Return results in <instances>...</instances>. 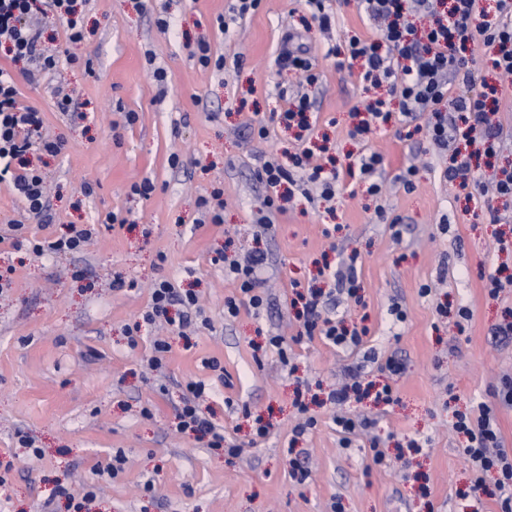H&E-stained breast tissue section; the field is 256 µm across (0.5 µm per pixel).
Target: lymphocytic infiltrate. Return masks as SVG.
Masks as SVG:
<instances>
[{
	"label": "lymphocytic infiltrate",
	"instance_id": "lymphocytic-infiltrate-1",
	"mask_svg": "<svg viewBox=\"0 0 512 512\" xmlns=\"http://www.w3.org/2000/svg\"><path fill=\"white\" fill-rule=\"evenodd\" d=\"M494 11L478 8L477 0H359L369 23L377 27L376 38L351 36L345 47L330 48L333 56L342 57L344 64L360 65L362 82L377 87L386 86L387 98L375 99L366 105V119L353 128L356 136H368L373 130L388 125L393 116L412 126L414 132H425L435 145L450 153L444 171L449 182L466 190L468 199L483 201L486 188H493L497 197L512 199V170L504 169L477 179L472 156L462 153L461 145L475 147L487 157L497 155L503 148L502 128L494 122V108L488 104L489 91L477 89V78L471 68L472 46L482 43L491 67L500 76L512 78V0H495ZM77 0H48L52 14L65 26V47H46L42 34L29 21L32 0H0V47L13 62L34 63L43 71L56 68L59 61H73L70 45L82 42L86 31L76 15ZM423 7L429 21L416 27L408 20L414 7ZM457 81L470 87L467 96L449 98L448 83ZM13 75L0 68V183H12L26 210L38 217L48 208L42 176L30 167L34 155L57 156L64 143L41 133L43 119L35 107L22 104ZM396 98L398 111L387 107L388 98ZM450 109L451 118H444L443 109ZM430 112L434 122L419 125L422 113ZM378 153L363 154L347 163L345 169L327 168L316 159L311 148L282 157L270 158L257 172L266 189L262 206L266 212L262 227H269L271 213L281 211L284 195L282 186L319 187L322 199L332 202L340 198L344 179L362 180L381 165ZM266 258L253 252L246 261L231 260L229 268L238 282V296L225 298L224 315L239 313L240 299H247L253 310L269 307L270 300L261 288L260 275ZM198 298L191 292L182 293L169 281L154 284L151 302L142 323L133 324L140 331L142 324L167 320L169 308L179 304L185 310L196 309ZM290 307L307 337H320L335 346H357L368 335V327L345 318L331 315L317 288L294 289ZM205 386L199 382L186 385L182 405L178 410L177 428L207 436L212 450L239 455L241 448L225 444L224 430L215 425L202 410L200 399ZM374 396L387 405L396 401L392 383L375 385L362 379L360 371H352L349 383L328 394L331 404L343 405L351 398ZM453 428L464 436V455L479 464L483 472L492 474L493 487L475 483L471 491L480 494L493 492L499 512H512V453L502 444L493 425V409L479 403L476 413L455 412Z\"/></svg>",
	"mask_w": 512,
	"mask_h": 512
}]
</instances>
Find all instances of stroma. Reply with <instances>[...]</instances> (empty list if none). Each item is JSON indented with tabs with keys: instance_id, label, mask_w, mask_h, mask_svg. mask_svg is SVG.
Instances as JSON below:
<instances>
[{
	"instance_id": "obj_1",
	"label": "stroma",
	"mask_w": 512,
	"mask_h": 512,
	"mask_svg": "<svg viewBox=\"0 0 512 512\" xmlns=\"http://www.w3.org/2000/svg\"><path fill=\"white\" fill-rule=\"evenodd\" d=\"M78 4L87 37L72 48L75 64L30 75L0 58L21 102L41 111L43 134L65 143L42 167L48 224L26 219L21 198L0 183V269L13 270L0 291V463L11 466L0 485V512L47 505L71 512V499L90 485L98 493L88 512H499L494 497H468L477 472L451 421L455 411L487 403L512 451V405L493 395L501 377L512 376V340L495 334L512 309V290L491 298L479 277L499 266L512 271V251L495 246L500 233L512 234V222L490 223L444 179L448 154L425 134L405 136L396 122L362 140L349 136L350 114L369 94L358 69L338 68L327 49L354 35L375 37L357 4L332 0L330 34L303 25L304 0H261L244 16L237 0ZM162 20L167 29L159 28ZM289 30L309 49L314 85L275 62ZM201 42L224 57V70L200 65L194 52ZM59 84L73 97L70 111L56 106ZM284 88L308 94L316 118L311 138L328 141L337 158L382 156L380 197L349 180L336 209L298 194L272 215L269 229L258 227L266 189L255 171L297 144L276 117L286 107ZM257 122L267 126V138L252 135ZM413 164L420 172L409 192L398 177ZM145 180L154 191L135 194L133 184ZM86 181L94 185L89 196L81 192ZM216 187L224 190L218 224L199 205ZM112 212L119 223L104 225ZM21 219L29 238L55 237L76 224L92 228L91 241L78 252L39 258L6 241ZM327 228L332 236H324ZM251 251L267 256L272 304L258 314L244 305L225 318L224 300L238 290L222 256ZM324 257L356 260L361 302L338 292L328 307L365 320L369 334L360 346L297 337L290 283L311 282ZM159 280L197 294L193 327L182 336L174 326L145 325L129 342L126 329L140 320ZM395 306L404 320L392 316ZM461 306L471 318L460 330ZM275 335L285 337L291 365L273 350L255 354L254 344ZM159 337L172 346L160 373L148 366ZM393 357L404 364L394 381L397 403L347 405L352 417L373 420L383 464L373 463L366 436L341 445L327 403L314 407L318 424L298 442L311 476L296 483L287 448L298 381L329 390L358 367L379 381ZM213 359L218 369L209 368ZM190 381L204 382L205 406L226 441L241 446L238 456L178 431ZM258 416L272 424L263 439L251 430ZM19 431L40 455L19 447ZM118 453L125 462L112 476L107 467Z\"/></svg>"
}]
</instances>
